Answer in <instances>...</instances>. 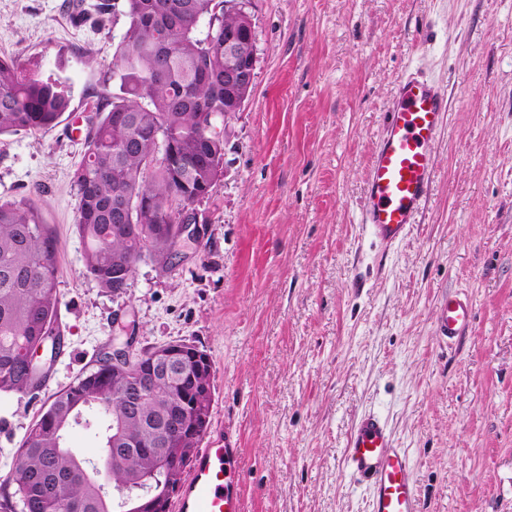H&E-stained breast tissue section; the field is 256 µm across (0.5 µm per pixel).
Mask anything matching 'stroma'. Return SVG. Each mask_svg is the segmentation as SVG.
<instances>
[{
  "mask_svg": "<svg viewBox=\"0 0 512 512\" xmlns=\"http://www.w3.org/2000/svg\"><path fill=\"white\" fill-rule=\"evenodd\" d=\"M0 0V57L54 66L73 87L52 130L0 136V201L36 198L58 240L64 347L48 392L132 326L135 350L209 354L207 440L242 450L247 512H368L343 463L364 412L408 449L422 512H512V0H250L251 96L229 122L204 238L171 272L139 263L121 294L83 268L71 139L111 91L123 0L106 29L83 0ZM448 96L436 179L418 224L375 240L361 205L401 75ZM469 332L441 342L451 292ZM43 403L11 396L0 449ZM434 319L439 336L449 343L468 332L473 320L472 304L460 294L448 293V298H443L435 311Z\"/></svg>",
  "mask_w": 512,
  "mask_h": 512,
  "instance_id": "1",
  "label": "stroma"
}]
</instances>
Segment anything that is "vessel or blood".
Wrapping results in <instances>:
<instances>
[{"label":"vessel or blood","mask_w":512,"mask_h":512,"mask_svg":"<svg viewBox=\"0 0 512 512\" xmlns=\"http://www.w3.org/2000/svg\"><path fill=\"white\" fill-rule=\"evenodd\" d=\"M447 112V100L431 79L419 72L399 79L366 179L363 222L379 241L396 242L417 223L435 181V146ZM434 319L440 337L451 341L468 332L473 308L466 297L452 293ZM344 453L346 472L366 489L370 512H420L410 456L396 447L380 415L366 412L356 419ZM240 463L232 437L201 449L176 512H246Z\"/></svg>","instance_id":"b4317fda"}]
</instances>
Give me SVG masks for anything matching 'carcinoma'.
<instances>
[{"instance_id":"cac0c4a2","label":"carcinoma","mask_w":512,"mask_h":512,"mask_svg":"<svg viewBox=\"0 0 512 512\" xmlns=\"http://www.w3.org/2000/svg\"><path fill=\"white\" fill-rule=\"evenodd\" d=\"M125 27L112 67L116 92L90 118L73 174L76 230L85 273L107 292L127 286L146 258L174 268L184 223L172 202H193L224 168V0H124ZM72 88L59 69L0 58V135L45 132L70 111ZM135 142V148L125 145ZM167 156V164L156 161ZM57 240L33 198L0 203V398L41 389L53 368L33 375L24 351L59 329ZM204 351L176 359L142 395L134 418L112 384V362L51 394L18 448L5 457L0 512H125L123 499L175 485L181 469L163 461L184 444L170 423L206 424L213 402ZM96 453H90V449ZM133 456L112 463V449Z\"/></svg>"}]
</instances>
